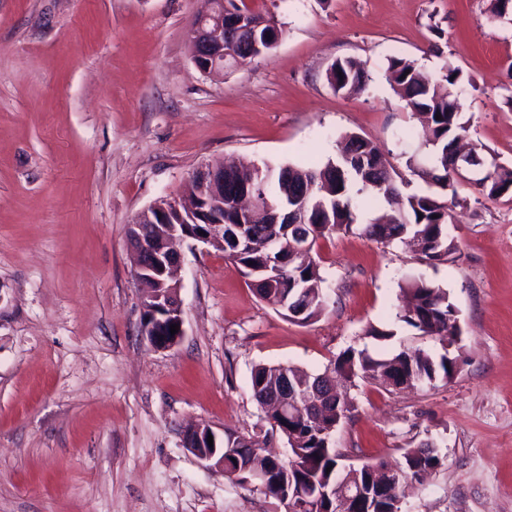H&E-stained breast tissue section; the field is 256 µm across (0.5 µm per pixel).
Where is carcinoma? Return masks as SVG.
Returning <instances> with one entry per match:
<instances>
[{
  "mask_svg": "<svg viewBox=\"0 0 512 512\" xmlns=\"http://www.w3.org/2000/svg\"><path fill=\"white\" fill-rule=\"evenodd\" d=\"M395 90L405 101L414 117L427 132L426 146L435 154L430 171L422 172L427 182L441 189L439 193L403 196L395 185L394 176L379 155L377 148L365 138L348 134L336 160L328 161L319 169L284 166L278 169L268 165L230 166L224 168V207L209 206L207 212L189 216L170 208L166 219L174 224L224 222L226 225L241 221L235 198L240 190L262 185L261 203L292 208L305 201L309 215L321 218L323 229L311 235L309 248L291 247L296 242L295 230L286 224H267L265 217L255 214L245 225V244L236 249L224 241V256L237 266L248 279L256 295L292 318L295 303L306 310L303 323L319 319L326 311L327 300L322 284L324 278L314 257L317 239L338 232L359 231L385 245L406 242L411 238L420 247L421 256L430 262L457 260V248L448 240L446 226L450 205L458 203V186L465 177L450 171L452 142L464 137L468 122L454 94V88L465 82L463 72L446 62L441 73L434 77L420 74L414 63L404 58L388 60ZM327 80L337 92L358 94L366 84L362 64L354 59H338L327 74ZM441 119H436V114ZM476 187L489 199L499 198L512 191V167L491 158L488 174ZM366 194L375 203H384L388 210L371 218L367 223L357 222L351 210V192ZM140 288L146 311L142 326L163 319L151 311L152 297L158 283L150 277H140ZM402 292L411 296L415 310L406 309L398 320L424 336L444 344H451L454 336L449 332L450 315L454 304L448 291L420 278H410ZM331 395L326 406L331 415L316 414L304 406L290 413L278 405L275 395L287 383L293 389L307 390L315 376L303 375L299 370L282 364H258L251 372L253 397L269 424L264 434H238L224 431L219 438L208 426L202 434L212 435L217 453L215 459H224V476L241 484L248 483L251 473L266 474L265 495L287 507L296 504L300 496L309 494L320 498L321 508L336 510L335 494L347 486L362 491L361 512H401V489L409 481H416L428 470L440 466L441 458L429 445L404 450L403 461L395 466L400 472L393 493L377 488L373 475H381L387 465L379 462L363 464L354 475L342 464L344 455L334 446L332 427L348 416L353 401L336 392V377L349 380L360 378L386 390L409 387L418 380L432 385L450 380L457 368V357L444 354L434 360L421 350L403 349L394 354H372L368 349L349 348L330 365ZM275 436L286 441L290 457L271 460L266 444Z\"/></svg>",
  "mask_w": 512,
  "mask_h": 512,
  "instance_id": "carcinoma-1",
  "label": "carcinoma"
}]
</instances>
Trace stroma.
I'll list each match as a JSON object with an SVG mask.
<instances>
[{
	"label": "stroma",
	"mask_w": 512,
	"mask_h": 512,
	"mask_svg": "<svg viewBox=\"0 0 512 512\" xmlns=\"http://www.w3.org/2000/svg\"><path fill=\"white\" fill-rule=\"evenodd\" d=\"M285 34L268 54L206 76L187 30L195 0H0V512H284L183 446V430H266L251 392L258 364L311 374L347 348L458 358L453 378L391 391L358 382L333 436L345 464L434 446L440 466L401 512H512V194L458 189L447 226L459 260L429 263L359 234L319 239L328 308L295 324L260 300L223 252L180 247L184 335L143 333L128 228L189 192L222 158L319 167L360 135L404 178L427 155L387 61L468 81L461 101L479 153L512 165V20L488 0H244ZM360 61L364 91L327 80ZM447 288L461 330L451 349L398 321L400 286ZM394 330L381 341L368 326Z\"/></svg>",
	"instance_id": "35a3bbf8"
}]
</instances>
